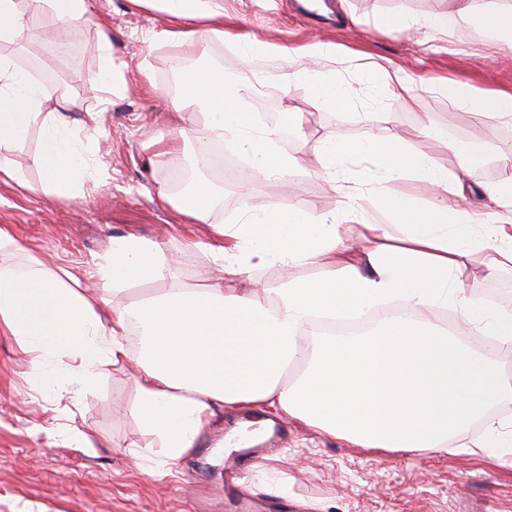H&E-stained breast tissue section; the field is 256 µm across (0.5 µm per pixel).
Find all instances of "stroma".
Here are the masks:
<instances>
[{"label":"stroma","mask_w":512,"mask_h":512,"mask_svg":"<svg viewBox=\"0 0 512 512\" xmlns=\"http://www.w3.org/2000/svg\"><path fill=\"white\" fill-rule=\"evenodd\" d=\"M222 3L225 20L268 43L294 49L315 41L335 44V56L319 60L317 67L347 81L352 101L335 112L320 110L305 83L283 89L266 59L242 60L236 47L225 42L176 46L160 41L157 35L166 20L143 0H98L97 15L112 26L113 52L126 77L125 91L109 97L95 86L96 23H88L80 42L60 55L40 36L42 29L55 27V18L35 14L32 38L22 46L0 42V54L20 65L35 61L50 74L47 92L67 98L71 119L103 110V125L88 144L107 188L87 185V203L45 194L31 164L42 131L31 129L12 155L27 186L0 181V228L22 246L11 263L43 260L86 279L113 237L148 238L174 258L173 276L129 287L114 298L121 307L173 288L202 290L218 276L208 250L217 238L216 223H232L240 213L262 207L270 189L263 184L245 194L225 189L207 224L183 220L157 200L155 186L170 183L174 172L185 167L180 156L142 148L152 136L171 129L178 90L170 61L176 56L185 58L188 69L207 67L249 81L251 112L271 114L274 124L287 128L302 122L307 147L334 131L380 139L397 132L451 168L455 159L449 144L475 143L482 157L470 168L469 183H496V150L505 142L504 132H512V123L481 118L450 103L441 86L455 80L511 92L512 44L487 46L472 39L464 25L447 35L426 27L388 30L376 24L394 13L426 18L447 10L448 0H328L332 14L327 19L302 9L298 0ZM367 56L405 70L418 83L411 110L395 114L392 122L378 119L388 109L389 92L370 94L362 69ZM421 113L429 117L425 136L414 130ZM287 183L286 197L309 213L341 207L316 162L289 172ZM457 275L464 283H478L484 304L512 311V275L486 277L482 252L465 258ZM136 362L132 355L104 366L99 384L79 399L65 394L50 401L31 375L30 357L12 337L0 334V512H233L224 498L225 455L214 442L225 423L249 419L250 411L217 410L196 448L171 472L148 475L130 460L134 451L152 458L161 452L137 413ZM280 428L276 447L250 468L244 481L245 491L266 499L268 512H282L286 503L300 505V512H512L510 449L485 452L459 447L452 439L441 449L368 450L348 447L341 438L319 434L297 420L281 422ZM81 432L91 435L93 448L83 447L77 438Z\"/></svg>","instance_id":"obj_1"}]
</instances>
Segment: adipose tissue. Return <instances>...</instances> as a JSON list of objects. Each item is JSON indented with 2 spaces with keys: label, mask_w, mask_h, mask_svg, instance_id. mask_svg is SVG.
<instances>
[{
  "label": "adipose tissue",
  "mask_w": 512,
  "mask_h": 512,
  "mask_svg": "<svg viewBox=\"0 0 512 512\" xmlns=\"http://www.w3.org/2000/svg\"><path fill=\"white\" fill-rule=\"evenodd\" d=\"M168 26L166 42L184 45L197 38L232 42L243 58L267 57L278 64L282 86L300 80L319 107L336 111L351 101L349 87L335 77L305 67V59H325L335 45L320 41L290 49L224 28L220 0H150ZM94 0H0V41H22L31 11L50 12L69 34L94 21ZM439 30L473 25L499 39L512 38V0H448L446 12L428 18ZM449 101L481 117L512 120V95L483 92L458 82L445 87ZM248 82L201 69L190 73L179 114H197L193 129L175 126L170 138L155 142L162 154H185L197 171L180 200L165 186L157 199L200 224L209 223L218 189L205 172L212 148L231 138L249 162L239 188L278 183L302 166L304 150L277 149L280 128L261 126L248 103ZM44 86L7 55H0V180L26 185L10 156L32 126L43 131L31 162L45 194L83 197L97 179L96 165L64 110ZM456 171L408 147L397 137L351 138L334 132L319 139L314 153L332 188L342 198L339 211L313 215L295 204L270 198L238 223L222 224L221 245L211 246L222 278L201 291L173 288L133 308L114 306L123 287L163 281L173 272L160 247L129 234L113 238L97 264L99 287L71 286L43 262L25 268L0 262V330L20 351L34 355L33 375L48 396H81L98 382L100 366L129 355L130 328L140 336L138 408L144 426L161 443L157 468L171 470L191 448L215 408L273 409L355 448H441L469 431L480 418L487 436L472 447H512V422L487 413L493 403H512V378L491 357L426 317L429 309L455 304L464 326L493 337L512 353V311L478 302L477 285L458 283L460 257L479 249L487 277L512 272V234L500 224L476 223L463 203L477 196L512 213V173L473 188L464 178L475 163L471 147L452 146ZM355 159L369 165L372 191L351 193L339 169ZM411 177L425 182L429 202L384 194L387 183ZM459 205L449 206L448 197ZM359 223L364 252L341 231L345 220ZM318 266L276 289L255 279L272 264ZM247 282L228 289L225 279ZM373 313V326L353 335L315 332L317 320Z\"/></svg>",
  "instance_id": "adipose-tissue-1"
}]
</instances>
